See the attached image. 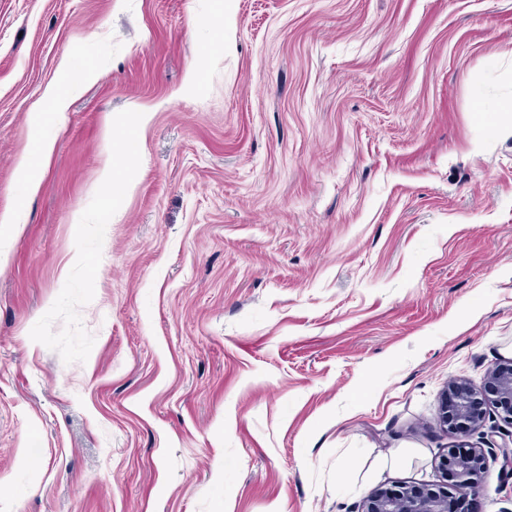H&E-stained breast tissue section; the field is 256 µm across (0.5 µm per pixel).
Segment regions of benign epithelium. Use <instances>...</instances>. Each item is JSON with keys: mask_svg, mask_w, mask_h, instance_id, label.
<instances>
[{"mask_svg": "<svg viewBox=\"0 0 512 512\" xmlns=\"http://www.w3.org/2000/svg\"><path fill=\"white\" fill-rule=\"evenodd\" d=\"M492 408L512 425L511 359L492 365L478 389L452 383L444 390L436 421L457 437V443L448 447L439 462L442 483L380 486L362 499L356 512H469V498L482 492L486 454L466 438L485 426ZM488 444L498 449L502 473L512 480V434Z\"/></svg>", "mask_w": 512, "mask_h": 512, "instance_id": "1", "label": "benign epithelium"}]
</instances>
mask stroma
I'll use <instances>...</instances> for the list:
<instances>
[{
    "mask_svg": "<svg viewBox=\"0 0 512 512\" xmlns=\"http://www.w3.org/2000/svg\"><path fill=\"white\" fill-rule=\"evenodd\" d=\"M510 99L512 0H0V512L439 483L440 393L512 358ZM51 144L48 141H39L37 146V156L35 160L24 161V176L20 179L19 188L22 194L33 193L37 188V171L49 155Z\"/></svg>",
    "mask_w": 512,
    "mask_h": 512,
    "instance_id": "stroma-1",
    "label": "stroma"
}]
</instances>
